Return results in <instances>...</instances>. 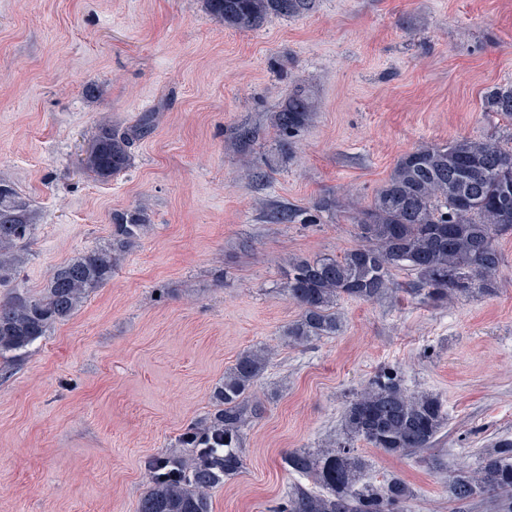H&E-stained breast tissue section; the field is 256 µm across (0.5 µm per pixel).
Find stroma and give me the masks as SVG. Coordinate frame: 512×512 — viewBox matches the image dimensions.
<instances>
[{"label": "stroma", "mask_w": 512, "mask_h": 512, "mask_svg": "<svg viewBox=\"0 0 512 512\" xmlns=\"http://www.w3.org/2000/svg\"><path fill=\"white\" fill-rule=\"evenodd\" d=\"M298 84L314 109L281 155L270 115ZM501 85L512 0H315L253 32L200 0H0V179L37 217L18 287L39 293L104 245L113 212L142 204L152 219L111 282L0 375V512H135L147 461L256 346L273 351L253 389L265 411L213 512H273L296 480L283 454L342 437L346 404L384 367L436 395L448 425L413 458L358 443L369 477L403 478L412 512H484L450 502L446 483L512 436V234L495 294L435 307L397 271L382 298L338 301L337 335L301 346L282 336L299 314L283 287L289 259L358 245L353 216L403 154L511 139L483 101ZM148 110L123 173L81 172L95 125L122 130ZM283 207L294 223L274 219Z\"/></svg>", "instance_id": "1"}]
</instances>
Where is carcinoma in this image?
<instances>
[{"mask_svg":"<svg viewBox=\"0 0 512 512\" xmlns=\"http://www.w3.org/2000/svg\"><path fill=\"white\" fill-rule=\"evenodd\" d=\"M203 7L225 27L249 32L271 17L309 12L312 0H203ZM485 107L512 119V86L489 91ZM312 108L309 94L297 85L271 114L281 151L291 149V138ZM152 123L146 112L123 133L99 123L84 150L82 169L99 181L125 171L134 140ZM35 220L26 199L0 179V287L16 278ZM354 224L361 243L342 257L288 261L285 291L300 308L288 324V342L303 345L336 335L341 327L337 302L383 296L395 269L411 271L414 293L437 306L460 296L496 293L502 263L496 239L512 233V146L468 137L422 145L400 157L370 206L355 213ZM150 225L143 205L116 211L105 245L54 269L40 294L15 288L0 299V372L110 283L119 257ZM268 364L264 348L237 356L213 386L207 413L176 437L177 450L147 462V490L135 512H212L211 492L245 469V429L264 410L252 388ZM447 424L438 398L411 394L398 371L380 370L349 401L344 436L333 447L284 453V468L310 483L289 486L273 512H406L414 490L398 476L367 479L366 461L353 444L362 440L392 456H416L434 447ZM448 498L477 502L486 512H512V437L501 436L479 449L474 467L450 476Z\"/></svg>","mask_w":512,"mask_h":512,"instance_id":"cac0c4a2","label":"carcinoma"}]
</instances>
